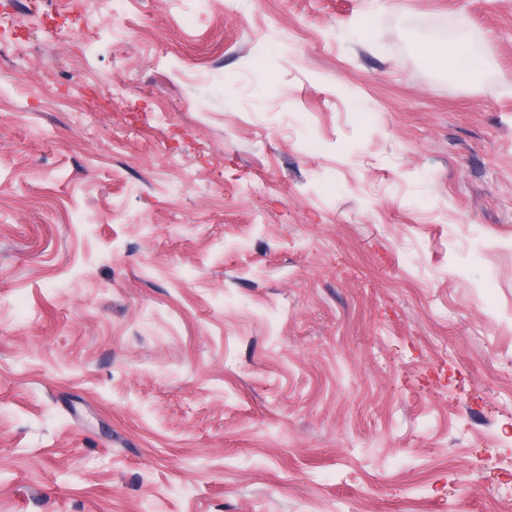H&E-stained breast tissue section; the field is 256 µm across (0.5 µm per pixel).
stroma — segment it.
<instances>
[{
    "label": "stroma",
    "instance_id": "stroma-1",
    "mask_svg": "<svg viewBox=\"0 0 512 512\" xmlns=\"http://www.w3.org/2000/svg\"><path fill=\"white\" fill-rule=\"evenodd\" d=\"M503 504L512 0H0V512Z\"/></svg>",
    "mask_w": 512,
    "mask_h": 512
}]
</instances>
